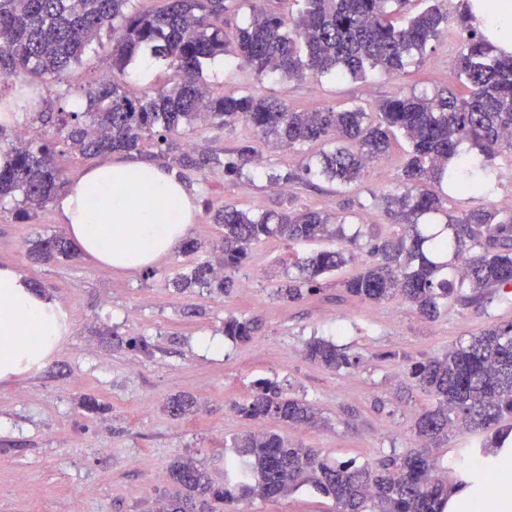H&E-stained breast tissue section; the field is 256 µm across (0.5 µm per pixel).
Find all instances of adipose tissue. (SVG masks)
Wrapping results in <instances>:
<instances>
[{
    "label": "adipose tissue",
    "instance_id": "1",
    "mask_svg": "<svg viewBox=\"0 0 512 512\" xmlns=\"http://www.w3.org/2000/svg\"><path fill=\"white\" fill-rule=\"evenodd\" d=\"M55 209L85 256L134 270L169 254L187 236L198 204L160 165L109 157L71 180ZM68 331L58 303L12 266H0V381L41 368ZM444 512H512V448L471 459Z\"/></svg>",
    "mask_w": 512,
    "mask_h": 512
}]
</instances>
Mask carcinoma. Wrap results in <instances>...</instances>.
Masks as SVG:
<instances>
[{"instance_id":"1","label":"carcinoma","mask_w":512,"mask_h":512,"mask_svg":"<svg viewBox=\"0 0 512 512\" xmlns=\"http://www.w3.org/2000/svg\"><path fill=\"white\" fill-rule=\"evenodd\" d=\"M134 0H0V76L15 83L20 95L36 93L38 79L60 86L83 63L93 44L112 40V74L85 91L86 108L38 112L34 118L56 129L65 145L83 157L140 153L172 158L181 170L204 171L223 163L224 175L240 179L256 164L247 143L225 161L181 147L178 139L198 123L201 112L225 128L244 123L263 138L296 152L317 142L335 147L302 162L301 171L267 174L273 185L303 177L351 182L373 162L405 142L399 184L378 195L401 234L371 245L363 270L341 282L359 301L399 299L422 316L434 319L451 301L480 304L499 296L512 302V210L486 204L496 190L493 160L512 154V53L496 48L480 14V4L462 3L450 13L441 0H290L295 14L253 7L245 26L224 16V0H167L154 13L133 8ZM460 35L461 48L452 69L462 91L390 98L371 113L361 106L343 110L297 111L280 99L228 90L217 96L204 78L206 64L230 55L258 74L315 78L334 73L363 79L369 70L389 76L404 73L409 60L424 61L427 48L449 31ZM153 62L179 73L170 87L148 84L134 89L117 76L144 52ZM469 143L477 156L463 163L458 147ZM9 162L0 166V204L11 199L15 215L28 219L67 186L57 161V141L14 139L3 149ZM446 183L480 202L460 216L448 214L447 200L424 189L427 182ZM350 206L334 216L293 203L250 214L233 205L219 206L214 223L224 227L218 251L224 274L205 261L175 281L184 292L209 287L218 294L236 288L233 278L253 247L266 239L288 241L336 239L298 264L299 275L277 289V296L296 302L321 290L320 277L354 260L345 244ZM425 215L443 222L421 223ZM474 255H464L463 243ZM29 254L48 261L72 258L77 249L63 235L31 244ZM258 330L254 318L229 316L224 335L249 342ZM307 360L339 372L360 362L336 344L313 340L304 348ZM409 375L435 405L415 422L419 449L358 466L332 462L318 450L292 442L272 429L248 432L232 440L236 456L224 459V485L190 457L171 462L168 473L177 493L158 500L156 512H213L212 504L277 499L301 484H312L333 499L336 512H444L448 478L441 475L429 449L448 438L454 425L479 432L512 417V320L493 324L468 343L441 357L414 363ZM194 401L175 395L167 403L177 418L194 413ZM232 410L246 420L312 427L319 411L301 397L290 396L271 379L257 381ZM512 432L501 431L475 444L477 454L503 448Z\"/></svg>"}]
</instances>
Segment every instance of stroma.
<instances>
[{
	"instance_id": "35a3bbf8",
	"label": "stroma",
	"mask_w": 512,
	"mask_h": 512,
	"mask_svg": "<svg viewBox=\"0 0 512 512\" xmlns=\"http://www.w3.org/2000/svg\"><path fill=\"white\" fill-rule=\"evenodd\" d=\"M459 41L444 36L428 50L423 64H410L404 76L372 73L363 79L256 76L226 59L205 77L213 92L244 90L284 100L298 111L360 105L376 109L399 94L435 92L454 86L449 64ZM109 48H98L70 71L69 104L111 73ZM252 142L258 164L247 178L234 180L223 167L186 171L182 182L198 199V217L188 234L200 243L193 254L173 250L153 266L116 272L85 255L33 262L32 241L64 232L54 206L32 219H16L0 209V265L15 267L56 300L71 318V331L57 355L41 369L0 383V512H151L157 499L174 493L170 462L192 457L216 481L224 479V458L233 437L260 430V423L238 416L234 402L247 396L255 380L280 382L289 395L305 398L319 410L315 428L287 429V436L323 455L356 465L375 462L415 446L414 422L432 400L411 385L413 361L443 355L486 327L512 320V304L501 299L481 305L449 303L435 320L422 318L397 300L349 298L327 277L320 293L295 303L280 301L276 288L297 275L298 261L331 249L335 240L290 243L271 238L257 245L236 274L237 290L219 295L207 288L180 293L173 281L198 262L215 259L224 229L214 224L217 206L230 204L253 212L296 207L335 214L350 200L355 215L346 234L358 237L356 259L342 268L348 277L366 260L376 239L399 231L376 205L375 194L394 189L402 148L366 169L346 187L325 180L278 187L265 174L295 167L297 154L256 138L244 124L224 130L197 124L185 144L224 158L240 143ZM259 317L253 341L225 337L227 316ZM143 336L150 354H136L126 341ZM220 349L204 348V339ZM322 338L359 355V365L339 372L323 369L304 355L306 343ZM186 393L198 401L193 415L176 418L165 409L168 398ZM96 398L100 412L86 413L84 397ZM240 512H336L332 499L305 484L275 500L240 502Z\"/></svg>"
}]
</instances>
